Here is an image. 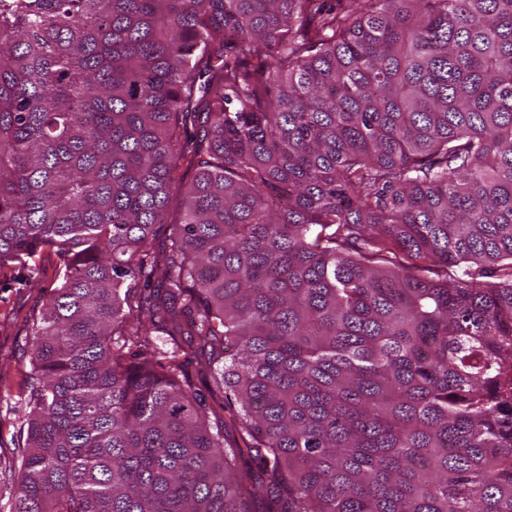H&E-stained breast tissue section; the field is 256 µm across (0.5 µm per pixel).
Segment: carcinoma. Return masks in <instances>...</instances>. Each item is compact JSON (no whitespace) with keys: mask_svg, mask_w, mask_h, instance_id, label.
<instances>
[{"mask_svg":"<svg viewBox=\"0 0 512 512\" xmlns=\"http://www.w3.org/2000/svg\"><path fill=\"white\" fill-rule=\"evenodd\" d=\"M46 252L9 512H512V0H0Z\"/></svg>","mask_w":512,"mask_h":512,"instance_id":"obj_1","label":"carcinoma"}]
</instances>
